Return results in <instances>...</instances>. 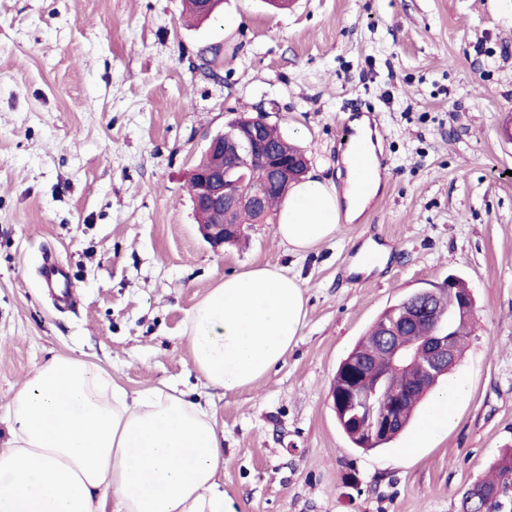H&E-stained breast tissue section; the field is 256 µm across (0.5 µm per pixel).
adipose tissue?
I'll return each instance as SVG.
<instances>
[{
    "mask_svg": "<svg viewBox=\"0 0 512 512\" xmlns=\"http://www.w3.org/2000/svg\"><path fill=\"white\" fill-rule=\"evenodd\" d=\"M381 186L375 153L345 186H292L274 235L294 255L358 219ZM306 318L304 289L264 264L216 282L185 339L205 387L234 391L284 361ZM0 448V512H237L224 493V432L210 405L172 386L131 392L84 355L37 365L14 391Z\"/></svg>",
    "mask_w": 512,
    "mask_h": 512,
    "instance_id": "1",
    "label": "adipose tissue"
}]
</instances>
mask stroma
Wrapping results in <instances>:
<instances>
[{"label": "stroma", "instance_id": "stroma-1", "mask_svg": "<svg viewBox=\"0 0 512 512\" xmlns=\"http://www.w3.org/2000/svg\"><path fill=\"white\" fill-rule=\"evenodd\" d=\"M355 107L382 128L359 219L303 257L270 224L237 248L202 238L188 176L231 119L267 110L340 188ZM511 121L512 0H224L200 24L185 0H0V432L55 355L86 353L132 391L202 393L189 312L224 275L276 264L304 289L302 334L264 379L212 396L238 512H457L512 448ZM370 241L388 261L353 272ZM49 259L74 303L46 287ZM452 275L474 299L452 423L353 448L329 398L339 362L387 307Z\"/></svg>", "mask_w": 512, "mask_h": 512}]
</instances>
